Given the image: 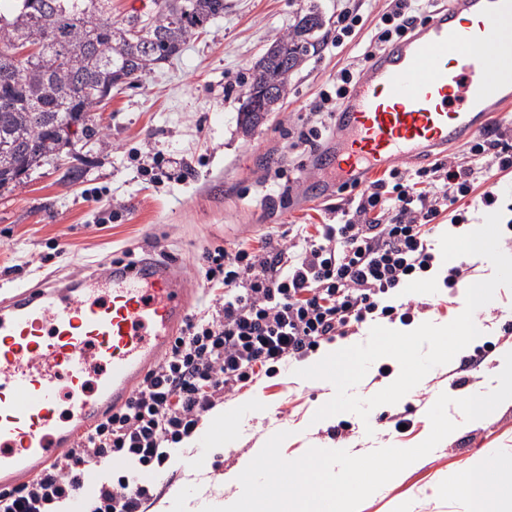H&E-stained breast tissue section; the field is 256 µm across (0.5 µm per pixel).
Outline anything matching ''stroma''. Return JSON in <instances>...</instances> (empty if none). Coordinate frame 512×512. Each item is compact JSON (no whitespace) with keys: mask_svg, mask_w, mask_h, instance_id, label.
Segmentation results:
<instances>
[{"mask_svg":"<svg viewBox=\"0 0 512 512\" xmlns=\"http://www.w3.org/2000/svg\"><path fill=\"white\" fill-rule=\"evenodd\" d=\"M389 3L224 0L223 15L191 38L179 58L135 86L113 90L111 100L96 109L102 141L36 169L14 191H0V290L50 273L65 277L95 269L108 257L134 259L143 248L154 247L184 266L196 290L191 307L196 313L212 300L200 276L205 250L243 246L256 251L270 226L283 231L303 224L312 232L331 223L361 190L336 184L318 154L292 143L320 92L331 89L341 68L361 61ZM312 4L325 19L321 40L333 37L344 9L359 7L363 24L339 52L319 50L309 56L290 79L282 111L243 134L238 108L254 62ZM70 166L82 167L80 182L65 178ZM313 179L324 184L316 195L309 186ZM94 191L100 201L91 199ZM488 191L496 196L490 207L482 202ZM493 209L503 213L500 247L512 255V171L475 183L440 213L436 232H470ZM469 263L464 278L449 288L443 283L448 264L435 259L431 273L420 274L389 299L420 302L413 325L448 324L462 312L467 287L494 273L486 258L473 256ZM478 319V338L450 363L433 368L399 402L374 408L365 421L340 413L313 422L335 389L323 380L301 379L295 371L311 366L317 352L260 374L217 406L226 415L230 443L210 449L200 464L193 461L194 449H175L174 460L152 475V497L144 512H162L171 491L187 485L204 498L238 495L239 487L225 482V475L280 431L288 434L281 452L289 460L312 447L363 455L386 446L418 445L430 433L427 412L440 394L463 398L498 385L499 356L512 349V334L504 332L505 323L512 322V289L498 288ZM398 417L406 420V429H395ZM342 422L352 429L340 436L336 427ZM369 427L374 430L370 436L365 433ZM474 457L512 458L511 401L446 437L395 483L368 497L358 512H467L453 487L462 465Z\"/></svg>","mask_w":512,"mask_h":512,"instance_id":"1","label":"stroma"}]
</instances>
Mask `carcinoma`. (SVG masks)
<instances>
[{"label": "carcinoma", "mask_w": 512, "mask_h": 512, "mask_svg": "<svg viewBox=\"0 0 512 512\" xmlns=\"http://www.w3.org/2000/svg\"><path fill=\"white\" fill-rule=\"evenodd\" d=\"M0 8V191L63 150L103 136L101 93L141 80L224 14V0H151L112 19V0H7ZM322 13L309 7L256 60L239 108L252 132L282 109L292 74L317 50Z\"/></svg>", "instance_id": "obj_1"}]
</instances>
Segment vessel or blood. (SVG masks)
<instances>
[{
    "label": "vessel or blood",
    "mask_w": 512,
    "mask_h": 512,
    "mask_svg": "<svg viewBox=\"0 0 512 512\" xmlns=\"http://www.w3.org/2000/svg\"><path fill=\"white\" fill-rule=\"evenodd\" d=\"M509 107L512 0H449L368 60L341 111L345 138L322 164L344 182L426 148L461 147ZM192 293L177 265L140 258L0 296V489L127 403L186 322Z\"/></svg>",
    "instance_id": "vessel-or-blood-1"
}]
</instances>
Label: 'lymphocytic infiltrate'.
Returning <instances> with one entry per match:
<instances>
[{
	"mask_svg": "<svg viewBox=\"0 0 512 512\" xmlns=\"http://www.w3.org/2000/svg\"><path fill=\"white\" fill-rule=\"evenodd\" d=\"M428 6L429 0H391L375 48L413 32ZM498 145L489 138L473 143L464 165L439 163L411 176L390 169L317 234L296 224L269 231L258 251L204 252L202 274L218 295L215 310L190 316L124 407L45 472L0 491V512H53L54 504L77 496L84 512H142L152 488L141 468L164 466L170 444L190 436L225 394L367 318L408 321L409 313L382 304L383 295L431 268V223L448 202L469 193L476 180H489L493 170L512 168V155L498 153ZM117 456L132 467L114 477L108 466ZM89 466L100 476L86 487L81 477Z\"/></svg>",
	"mask_w": 512,
	"mask_h": 512,
	"instance_id": "1",
	"label": "lymphocytic infiltrate"
}]
</instances>
